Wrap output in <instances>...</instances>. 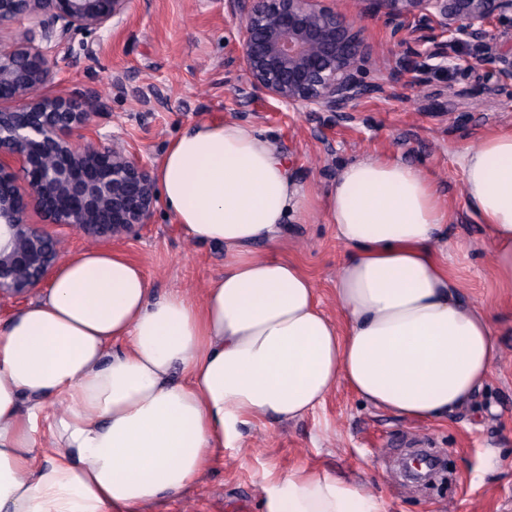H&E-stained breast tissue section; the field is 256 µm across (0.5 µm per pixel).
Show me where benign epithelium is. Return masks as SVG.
Wrapping results in <instances>:
<instances>
[{
	"label": "benign epithelium",
	"mask_w": 512,
	"mask_h": 512,
	"mask_svg": "<svg viewBox=\"0 0 512 512\" xmlns=\"http://www.w3.org/2000/svg\"><path fill=\"white\" fill-rule=\"evenodd\" d=\"M334 0H225L240 18L237 31L245 73L237 95L256 92L288 107L344 113L367 91L362 62L368 58L363 21L391 27L397 46L415 48L422 65L454 61L471 50L464 66L494 63L509 89L512 47L498 42L497 27L512 28V0H356L355 15ZM132 0H0V24L44 10L62 31L101 30L120 24ZM439 31L445 40L421 49ZM48 51L22 27L0 43V305L18 303L48 280L66 238L30 222L32 210L52 225L88 237L114 240L138 235L157 203L148 160L127 145H102L94 125L99 97L46 95ZM443 468L428 453L401 459L406 479L428 484Z\"/></svg>",
	"instance_id": "1"
}]
</instances>
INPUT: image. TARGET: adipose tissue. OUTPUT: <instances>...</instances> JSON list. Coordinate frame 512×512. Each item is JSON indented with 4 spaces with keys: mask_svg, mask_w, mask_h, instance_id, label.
I'll list each match as a JSON object with an SVG mask.
<instances>
[{
    "mask_svg": "<svg viewBox=\"0 0 512 512\" xmlns=\"http://www.w3.org/2000/svg\"><path fill=\"white\" fill-rule=\"evenodd\" d=\"M462 199L493 273L512 285V129L462 157ZM153 176L162 208L224 248L202 299L155 294L119 252L62 259L34 302L0 325V512H146L191 486L241 427L288 422L338 385L430 422L467 405L500 355L495 320L448 270L450 213L399 159L342 166L325 191L275 139L234 119L173 138ZM346 247L339 317L313 277L269 256L315 218ZM264 512H382L368 487L311 471L273 478Z\"/></svg>",
    "mask_w": 512,
    "mask_h": 512,
    "instance_id": "1",
    "label": "adipose tissue"
}]
</instances>
